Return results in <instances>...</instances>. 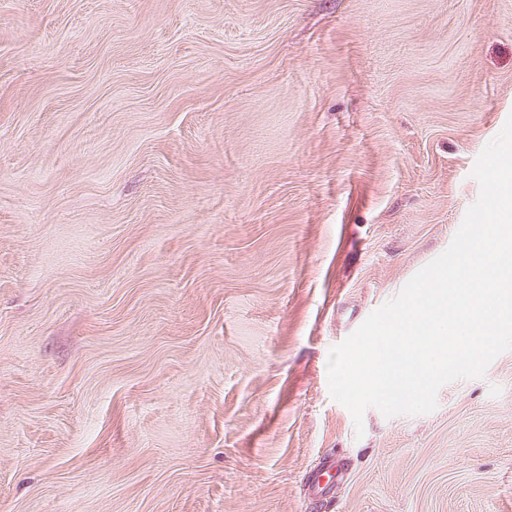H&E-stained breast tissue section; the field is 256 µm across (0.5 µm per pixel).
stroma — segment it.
<instances>
[{
    "label": "stroma",
    "instance_id": "obj_1",
    "mask_svg": "<svg viewBox=\"0 0 512 512\" xmlns=\"http://www.w3.org/2000/svg\"><path fill=\"white\" fill-rule=\"evenodd\" d=\"M511 117L512 0H0V512H512V350L327 372Z\"/></svg>",
    "mask_w": 512,
    "mask_h": 512
}]
</instances>
